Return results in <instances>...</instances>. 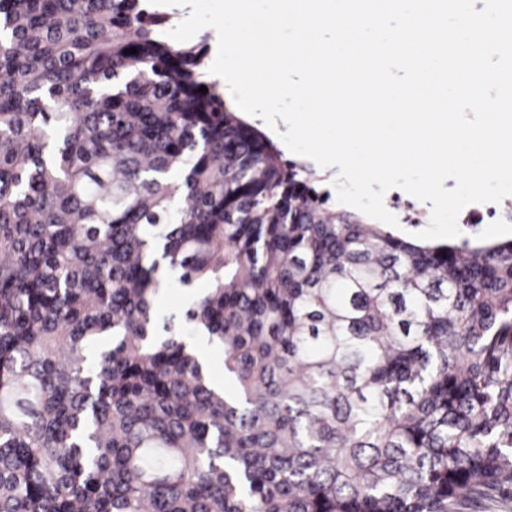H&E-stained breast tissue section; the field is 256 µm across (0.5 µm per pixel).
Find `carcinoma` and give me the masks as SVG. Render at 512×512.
I'll return each mask as SVG.
<instances>
[{
	"mask_svg": "<svg viewBox=\"0 0 512 512\" xmlns=\"http://www.w3.org/2000/svg\"><path fill=\"white\" fill-rule=\"evenodd\" d=\"M169 27L0 0V512L512 501V239L336 215Z\"/></svg>",
	"mask_w": 512,
	"mask_h": 512,
	"instance_id": "obj_1",
	"label": "carcinoma"
}]
</instances>
